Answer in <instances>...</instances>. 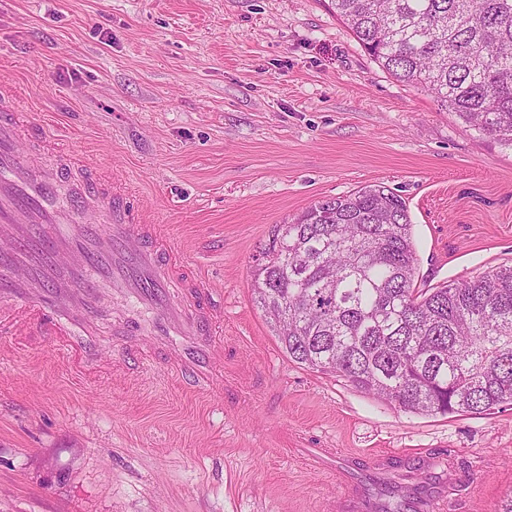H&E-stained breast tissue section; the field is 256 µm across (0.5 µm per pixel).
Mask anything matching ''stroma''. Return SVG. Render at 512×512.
<instances>
[{
	"instance_id": "stroma-1",
	"label": "stroma",
	"mask_w": 512,
	"mask_h": 512,
	"mask_svg": "<svg viewBox=\"0 0 512 512\" xmlns=\"http://www.w3.org/2000/svg\"><path fill=\"white\" fill-rule=\"evenodd\" d=\"M0 85L162 225L222 310V375L196 392L105 301L94 367L23 310L0 317V512H342L308 448L394 484L446 481L443 512L512 497V406L400 411L292 362L250 266L273 225L384 184L420 286L512 266V148L397 82L331 0H0ZM415 448L434 459L421 472Z\"/></svg>"
}]
</instances>
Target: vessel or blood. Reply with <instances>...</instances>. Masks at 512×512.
Wrapping results in <instances>:
<instances>
[{"mask_svg": "<svg viewBox=\"0 0 512 512\" xmlns=\"http://www.w3.org/2000/svg\"><path fill=\"white\" fill-rule=\"evenodd\" d=\"M21 107L0 90V312L27 305L58 341L97 335L106 294L148 309V332L197 387L222 361L221 315L202 300L180 252L157 225L135 221L130 199L97 165L40 135L23 145Z\"/></svg>", "mask_w": 512, "mask_h": 512, "instance_id": "b4317fda", "label": "vessel or blood"}]
</instances>
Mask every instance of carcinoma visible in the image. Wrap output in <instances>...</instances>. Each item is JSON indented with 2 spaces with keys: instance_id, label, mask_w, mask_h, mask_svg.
<instances>
[{
  "instance_id": "obj_1",
  "label": "carcinoma",
  "mask_w": 512,
  "mask_h": 512,
  "mask_svg": "<svg viewBox=\"0 0 512 512\" xmlns=\"http://www.w3.org/2000/svg\"><path fill=\"white\" fill-rule=\"evenodd\" d=\"M398 81L512 146V0H331ZM405 200L380 184L273 225L255 302L288 358L404 412L512 405V266L417 287Z\"/></svg>"
}]
</instances>
